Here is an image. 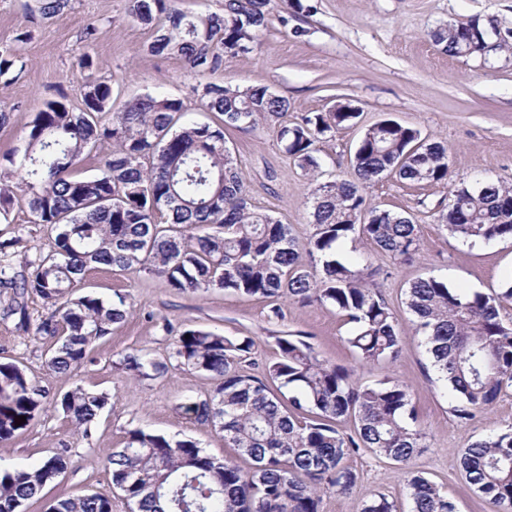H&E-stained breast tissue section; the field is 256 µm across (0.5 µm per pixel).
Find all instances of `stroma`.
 <instances>
[{
	"mask_svg": "<svg viewBox=\"0 0 512 512\" xmlns=\"http://www.w3.org/2000/svg\"><path fill=\"white\" fill-rule=\"evenodd\" d=\"M25 2L0 0V46L26 63L20 75L0 77V107L11 114L0 129V155L21 146L45 102L64 98L78 105L87 78L78 60L88 54L97 75L112 83L113 111L152 94L182 99V121L223 126L252 207L288 224L300 241L313 233L315 184L352 178L350 156L375 122L392 119L426 140L446 142L450 180L442 187L388 175L364 191L368 206L407 214L419 228L420 256L412 262L390 259L364 239L347 249L372 273L405 332L401 353L390 362L358 365L347 342L354 326L329 305L244 298L220 289L177 293L148 271L101 266L86 272L83 292L108 301L125 296L132 312L95 345L81 368L58 374L46 365L57 340L36 330L48 307L38 296H25L23 312L0 318V362L18 365L50 402L26 430L0 446V470L31 467L60 451L70 465L59 485H48L22 512H47L69 491L110 497L112 512H130L115 494L106 457L123 447L134 428L188 437L216 457L232 456L222 431L186 420L179 411L188 399L208 397L215 386L207 374L180 366L174 357L178 336L187 328L252 338L248 371L254 375L277 357V337L295 334L306 337L326 363L354 368L360 381L389 376L408 386L418 423L428 434L427 448L407 466L359 451L348 461L358 476L355 488L325 495L321 512H361L364 500L378 494L405 510L412 470L442 487L458 512H493L463 483L459 459L476 437L512 428V388L475 420L460 423L412 326L405 291L417 279L434 277L452 288L490 294L512 276L511 238L470 243L452 236L442 219L451 187L512 181V0H305L312 10L303 16L294 15L285 0H267L269 23L254 51L226 59L213 72L192 70L175 56L147 53L153 30L130 18L129 0H70L62 14L45 21L29 20ZM472 18L493 21L499 48L483 57H454L433 42V31ZM91 23L98 32L89 41L84 32ZM23 28L30 35L21 41L17 35ZM210 83L268 87L288 98L293 121L340 103L356 107L360 116L355 125L318 142L320 167L309 174L288 157L265 122L227 127L221 115L202 110L196 92ZM54 237L49 226L33 223L26 207L12 205L7 219L0 220V241L7 244L0 261L25 273L28 261L49 251ZM137 352L160 363L161 371L139 378L126 370L124 357ZM77 387L109 396L85 435L53 405Z\"/></svg>",
	"mask_w": 512,
	"mask_h": 512,
	"instance_id": "stroma-1",
	"label": "stroma"
}]
</instances>
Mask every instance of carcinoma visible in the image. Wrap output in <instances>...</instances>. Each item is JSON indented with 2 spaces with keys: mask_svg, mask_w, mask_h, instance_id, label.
I'll use <instances>...</instances> for the list:
<instances>
[{
  "mask_svg": "<svg viewBox=\"0 0 512 512\" xmlns=\"http://www.w3.org/2000/svg\"><path fill=\"white\" fill-rule=\"evenodd\" d=\"M69 2L31 0L27 17L49 20ZM266 2L224 0V12L195 15L179 9L178 0H131L129 14L155 25L149 53L215 71L225 59L253 50L267 27ZM473 26L472 21L450 24L433 34L434 41L457 57L458 38L472 36ZM25 67L11 50L0 48V76L20 74ZM81 101L77 112L61 101L46 102L14 149L23 152L18 181L0 171V215L18 201L33 223L56 229L50 250L28 262L27 274L17 276L0 264V287L34 294L53 307L37 325V333L60 341L47 361L50 370L80 368L94 344L130 313L124 297L114 303L76 294L95 264L140 266L177 292L219 288L248 298L286 295L328 304L356 324L348 342L360 364L399 355L404 336L391 308L363 269L336 259V248L362 235L394 260L413 259L420 240L412 218L366 207L363 190L389 173L448 184L446 145L423 141L418 130L393 120L369 126L350 156L356 180L314 189V231L303 246L288 225L248 206L223 128L175 126L182 100L146 94L105 120L112 85L91 76ZM200 106L223 115L229 126L264 120L306 172L319 168L316 143L359 116L347 103L340 112H317L290 123L288 100L264 86L211 83ZM104 141L112 142V155L99 173L76 177L79 163ZM444 221L451 234L466 241L512 239V184L451 191ZM197 228L204 234L192 246L185 232ZM303 250L318 255L321 267L302 264ZM405 304L458 419L473 420L512 387V324L499 315L503 305L512 304V278L493 295L421 278L407 288ZM253 347L249 337L187 328L175 351L180 364L217 380L208 398L181 405V414L219 427L225 443L249 458L252 468L218 459L192 439L133 429L125 445L106 458L112 485L131 512H320L324 495H344L356 485L347 461L360 450L406 466L427 447L407 385L390 378L360 383L354 370L325 363L309 342L292 334L277 339L278 357L258 377L242 367ZM124 365L142 376L160 368L143 353L126 356ZM45 399L19 366L0 362V445L31 424ZM107 403L106 394L77 388L58 405L86 433ZM18 416L26 417L19 426ZM345 419L354 423L351 434L337 428ZM459 468L481 500L497 512H512V429L468 444ZM67 469L65 455L56 453L34 467L0 472V512H20ZM407 488L409 512H456L448 493L419 474H410ZM49 512H112V499L62 493ZM362 512L399 510L380 495L365 501Z\"/></svg>",
  "mask_w": 512,
  "mask_h": 512,
  "instance_id": "1",
  "label": "carcinoma"
}]
</instances>
